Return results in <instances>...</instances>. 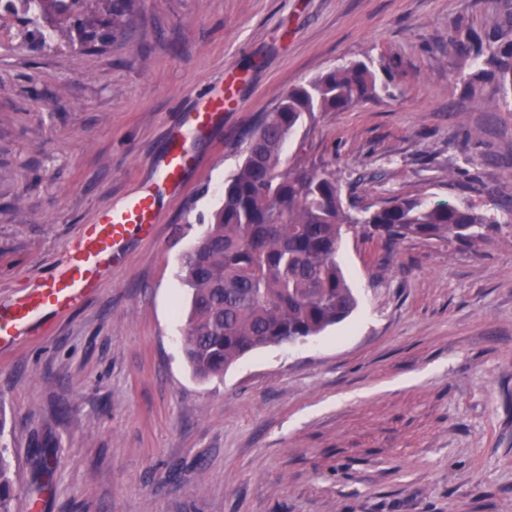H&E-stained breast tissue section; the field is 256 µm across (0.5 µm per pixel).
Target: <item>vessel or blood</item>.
<instances>
[{
    "label": "vessel or blood",
    "mask_w": 512,
    "mask_h": 512,
    "mask_svg": "<svg viewBox=\"0 0 512 512\" xmlns=\"http://www.w3.org/2000/svg\"><path fill=\"white\" fill-rule=\"evenodd\" d=\"M232 100L227 86L195 95L171 131L166 149L154 158L152 176L142 189L103 210L95 223L84 225L54 272L10 304L0 305V354L45 336L49 320L81 306L129 238L153 237L159 222L157 197L182 192L184 176L196 164V138L220 123Z\"/></svg>",
    "instance_id": "b4317fda"
}]
</instances>
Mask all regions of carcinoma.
Here are the masks:
<instances>
[{"mask_svg":"<svg viewBox=\"0 0 512 512\" xmlns=\"http://www.w3.org/2000/svg\"><path fill=\"white\" fill-rule=\"evenodd\" d=\"M88 0H16L22 41L40 47L62 42L65 18L78 20L80 37L104 42L123 36L134 0H95L108 19L86 9ZM460 55L482 61L475 83L497 81L512 105V10L485 38H455ZM375 73L365 63L328 70L286 92L258 132L245 141L242 161L224 182V199L205 234L182 257L189 290L186 356L201 379L221 377L247 353L297 344L347 319L358 300L340 261L343 234L357 226L387 243L409 238L470 244L497 218L451 202L395 197L379 205L345 206L336 170L289 162L284 144L317 112H344L375 99ZM13 463L0 444V512H11Z\"/></svg>","mask_w":512,"mask_h":512,"instance_id":"carcinoma-1","label":"carcinoma"}]
</instances>
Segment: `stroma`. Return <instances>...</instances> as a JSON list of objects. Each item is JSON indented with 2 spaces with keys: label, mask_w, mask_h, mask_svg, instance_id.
Instances as JSON below:
<instances>
[{
  "label": "stroma",
  "mask_w": 512,
  "mask_h": 512,
  "mask_svg": "<svg viewBox=\"0 0 512 512\" xmlns=\"http://www.w3.org/2000/svg\"><path fill=\"white\" fill-rule=\"evenodd\" d=\"M504 0H136L128 37L34 50L0 16V304L137 191L193 93L237 79L150 239L41 340L0 355L13 512H512V111L453 37ZM354 62L384 90L320 112L289 159L335 169L345 200L450 201L496 216L473 245L348 232L358 307L304 343L193 376L182 253L290 87ZM51 460L41 487V462Z\"/></svg>",
  "instance_id": "obj_1"
}]
</instances>
